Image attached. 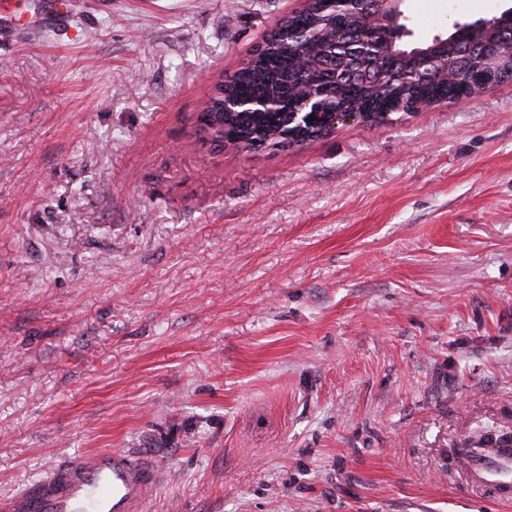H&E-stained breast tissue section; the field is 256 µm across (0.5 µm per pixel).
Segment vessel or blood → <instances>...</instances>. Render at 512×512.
<instances>
[{"instance_id": "b4317fda", "label": "vessel or blood", "mask_w": 512, "mask_h": 512, "mask_svg": "<svg viewBox=\"0 0 512 512\" xmlns=\"http://www.w3.org/2000/svg\"><path fill=\"white\" fill-rule=\"evenodd\" d=\"M73 0H32L28 13L0 11L28 35L68 17ZM472 491L512 499V444L461 449L455 459ZM159 482V470L124 449L102 450L70 459L49 477L15 497L8 512H144Z\"/></svg>"}]
</instances>
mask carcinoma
<instances>
[{
  "instance_id": "cac0c4a2",
  "label": "carcinoma",
  "mask_w": 512,
  "mask_h": 512,
  "mask_svg": "<svg viewBox=\"0 0 512 512\" xmlns=\"http://www.w3.org/2000/svg\"><path fill=\"white\" fill-rule=\"evenodd\" d=\"M496 24L475 29L468 38L480 45L481 59L468 72L459 75L452 84L440 74L418 82L416 77L406 80L390 77L407 65L400 44L383 48V55L374 60L382 71L380 81L362 85L350 81H336L321 71L317 61L328 55L336 33L366 31L363 17L357 14L338 15L330 0H313L306 8L282 20L280 29L270 36L262 49L251 54L244 65L224 80V98H217L201 113L213 136L224 140V145L259 149L281 147L293 140L305 141L319 137L329 130L330 112L342 106L367 109L366 120L385 118V111L404 112L408 106L426 105L439 98L468 97L483 91V85L492 77L512 69V61L495 53L488 32ZM307 30L312 38L296 50L286 48L288 30ZM306 87L321 95L323 108L314 113L315 119L297 128L288 123V110L298 104L295 90ZM268 99L278 107L262 112L226 110L223 99Z\"/></svg>"
}]
</instances>
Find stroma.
<instances>
[{
	"label": "stroma",
	"mask_w": 512,
	"mask_h": 512,
	"mask_svg": "<svg viewBox=\"0 0 512 512\" xmlns=\"http://www.w3.org/2000/svg\"><path fill=\"white\" fill-rule=\"evenodd\" d=\"M512 0H403L407 43ZM301 0H77L0 37V505L66 460L145 512H512V80L303 145L195 133ZM457 467L463 472L472 491L501 500L512 499V444L495 448H460Z\"/></svg>",
	"instance_id": "stroma-1"
}]
</instances>
